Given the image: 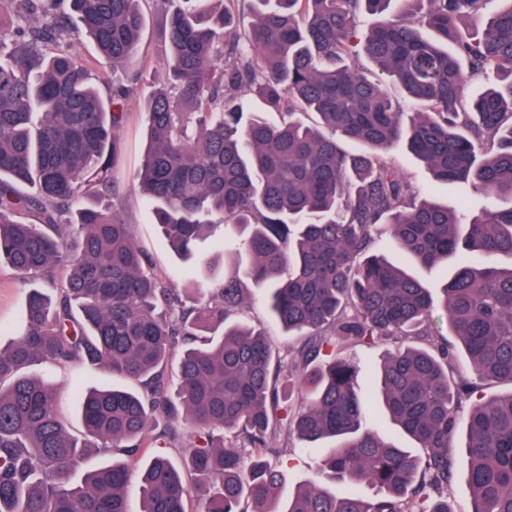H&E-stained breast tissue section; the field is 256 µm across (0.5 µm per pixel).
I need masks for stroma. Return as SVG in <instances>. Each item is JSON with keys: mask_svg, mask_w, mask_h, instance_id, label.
Masks as SVG:
<instances>
[{"mask_svg": "<svg viewBox=\"0 0 512 512\" xmlns=\"http://www.w3.org/2000/svg\"><path fill=\"white\" fill-rule=\"evenodd\" d=\"M147 25L142 36L138 51L129 62L126 71L113 72L111 64L105 61L96 51L94 45L86 39L72 41L71 49L78 58L87 65L100 79L102 91H109L113 83L123 81L126 73L143 72L145 81L139 85L137 92L129 101V120L121 137L125 147V156L114 172L119 193L112 199L113 209L118 217L129 224L131 232L139 247L150 259L158 273L166 277L177 288H184L194 296H202L211 285L212 273L207 266L208 261L218 257L219 252L211 242H204L199 247L200 262L194 266L190 277H181L184 267L181 257L172 249L162 235L159 227L152 222V215L144 205L133 181L142 151L141 109L145 98L152 90L151 80L160 76L163 68L161 44L158 38L163 13L157 0H147L143 6ZM388 160L395 164L412 184L421 192L432 194L448 203L449 207H458L462 201V192L457 185L435 182L427 166L411 155L406 146L400 145L387 155ZM27 282L21 280L7 263H0V344H8L14 328L20 318L26 293ZM266 287H251V302L239 314L241 322L261 327L269 340L276 346L281 359L290 360L294 351L304 342L303 337L287 333L271 312ZM51 380L56 388L59 402L64 415L71 424L72 430H80V419L75 405V387L77 383L87 385L112 384V376L105 371H86L80 378L57 373ZM273 454L269 460L280 463L286 479L282 486L283 494L293 493L299 486L308 484L318 478L319 462L328 451L327 444L308 449L295 437L280 434L273 441Z\"/></svg>", "mask_w": 512, "mask_h": 512, "instance_id": "1", "label": "stroma"}]
</instances>
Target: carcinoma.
<instances>
[{
    "mask_svg": "<svg viewBox=\"0 0 512 512\" xmlns=\"http://www.w3.org/2000/svg\"><path fill=\"white\" fill-rule=\"evenodd\" d=\"M398 2L400 16L365 30ZM498 6L487 11V4ZM161 0L162 79L145 101L136 170L143 201L186 262L224 232L228 270L190 306L155 274L108 206H71L96 187L117 194L118 131L141 75L105 97L67 36L90 40L112 69L143 36L140 0H0L18 23L0 33V262L29 291L21 328L0 346V512H131L129 489L145 437L163 418L170 437L192 428L183 468L152 457L139 474V512H451L457 452L469 463L471 512H512V0ZM364 54L414 110L346 63ZM496 82L469 97V85ZM266 112L253 109L247 95ZM403 143L435 181L473 192L459 210L421 194L386 154ZM28 188L20 194L16 186ZM37 209L43 224L19 215ZM67 216L64 224L58 218ZM451 265L442 297L393 263ZM271 286V309L305 337L288 369L263 330L233 319L248 284ZM443 313L451 344L436 329ZM399 346L370 377L372 393L418 445L368 427L370 398L351 341ZM471 375L454 376V347ZM177 360L175 397L163 366ZM40 366L104 369L137 388L77 389L73 433ZM468 406L466 438L453 442ZM306 443L332 439L310 484L281 501L283 473L265 459L281 426ZM244 441L224 444V431ZM255 449L250 468L242 448ZM105 463L71 484L92 453ZM371 486L364 499L343 488Z\"/></svg>",
    "mask_w": 512,
    "mask_h": 512,
    "instance_id": "obj_1",
    "label": "carcinoma"
}]
</instances>
